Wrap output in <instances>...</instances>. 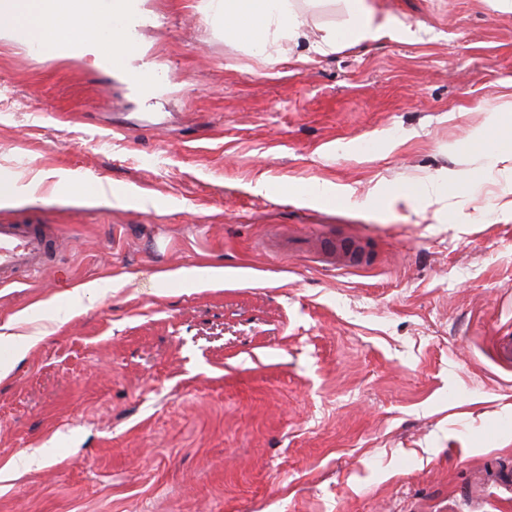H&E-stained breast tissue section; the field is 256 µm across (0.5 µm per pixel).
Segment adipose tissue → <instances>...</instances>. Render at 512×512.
<instances>
[{
	"instance_id": "1",
	"label": "adipose tissue",
	"mask_w": 512,
	"mask_h": 512,
	"mask_svg": "<svg viewBox=\"0 0 512 512\" xmlns=\"http://www.w3.org/2000/svg\"><path fill=\"white\" fill-rule=\"evenodd\" d=\"M316 6L317 0H211L209 12L223 26L225 40L265 64L299 46L311 57L327 55L401 30L394 16L377 14L367 0H336L340 20L332 26L307 21V12ZM4 28L23 30L49 53L81 49L92 41L102 59L123 52L124 34L111 18L90 11L81 20H71L62 0H0V29Z\"/></svg>"
}]
</instances>
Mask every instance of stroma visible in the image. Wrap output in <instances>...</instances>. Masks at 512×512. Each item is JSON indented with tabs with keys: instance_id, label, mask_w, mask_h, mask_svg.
<instances>
[{
	"instance_id": "obj_1",
	"label": "stroma",
	"mask_w": 512,
	"mask_h": 512,
	"mask_svg": "<svg viewBox=\"0 0 512 512\" xmlns=\"http://www.w3.org/2000/svg\"><path fill=\"white\" fill-rule=\"evenodd\" d=\"M372 2L403 32L271 67L197 0H146L168 24L123 69L0 36V179L23 186L0 220L66 241L0 287V325L45 303L20 327L37 347L0 346V512H512L491 348L512 332V162L456 151L512 120V7ZM144 64L160 88L130 80ZM86 179L111 198L52 190ZM311 237L371 264H322ZM459 185L448 182V185L441 180H416L410 182L404 189V195L418 200H440L455 195Z\"/></svg>"
}]
</instances>
